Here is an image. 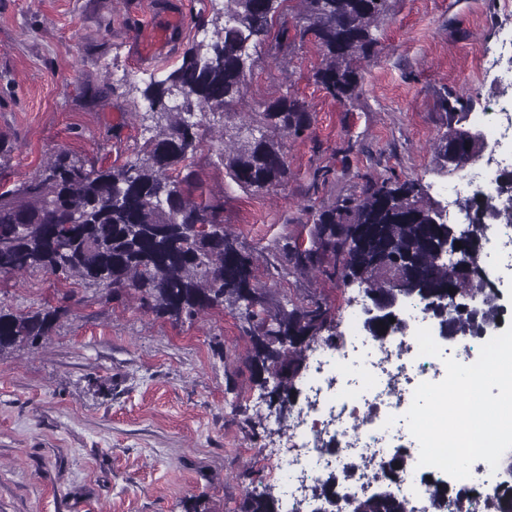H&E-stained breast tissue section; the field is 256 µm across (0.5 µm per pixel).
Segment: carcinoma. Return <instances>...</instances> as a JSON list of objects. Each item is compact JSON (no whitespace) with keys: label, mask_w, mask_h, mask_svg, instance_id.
<instances>
[{"label":"carcinoma","mask_w":512,"mask_h":512,"mask_svg":"<svg viewBox=\"0 0 512 512\" xmlns=\"http://www.w3.org/2000/svg\"><path fill=\"white\" fill-rule=\"evenodd\" d=\"M284 2L224 0V25H214L209 40L185 51L180 67L141 91L148 102L143 120L150 121L145 131L153 135L135 161L104 168L59 151L34 176L0 192V274L42 270L65 281L103 286L113 298L135 292L156 316L174 321L225 305L244 307L251 361L269 366L271 391L278 394L275 410L283 421L291 415L306 352L328 327L327 311L316 305L271 313L258 286L257 258L224 230L219 206L188 193L191 173L182 170L199 146V112L224 119L217 130L220 157L237 186L258 193L287 180L283 139L309 127L308 105L288 90L252 112L238 111L253 54ZM393 2L295 0L294 38H314L324 61L315 81L333 99L358 96L361 61L377 56L375 30L390 18ZM470 109L448 93V122L435 153L450 174L484 151L479 130L467 124ZM462 207L472 218L467 227L437 224L438 203L419 183L383 178L321 211L311 245L296 257L307 268L325 256H342L344 277L359 281L370 301L405 278L408 257L418 291L405 303L433 305L447 295L455 302L456 332L480 337L483 326L504 321L505 310L488 302L479 284L458 277L437 245L448 236L462 242L481 237L486 217L498 207L480 192L465 198ZM68 312L63 302L28 313L0 307V352L50 335ZM407 470L398 451L373 481L387 486ZM318 498L333 506L330 512H413L395 495L349 499L333 480L319 488ZM487 501L492 512H512V484L496 488ZM281 508L282 498L272 487L248 493L243 503V512Z\"/></svg>","instance_id":"1"}]
</instances>
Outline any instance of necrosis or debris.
I'll use <instances>...</instances> for the list:
<instances>
[{"instance_id": "4bbe7bcc", "label": "necrosis or debris", "mask_w": 512, "mask_h": 512, "mask_svg": "<svg viewBox=\"0 0 512 512\" xmlns=\"http://www.w3.org/2000/svg\"><path fill=\"white\" fill-rule=\"evenodd\" d=\"M483 261L499 281L512 278V224L486 230ZM406 315L404 335L379 340L359 325L347 341L314 346L307 407L289 424L287 451L277 459L292 512H310L316 489L332 478L349 496L368 495L396 451L392 430H408L416 387L444 378L443 361L418 352L415 330L430 319L414 305Z\"/></svg>"}]
</instances>
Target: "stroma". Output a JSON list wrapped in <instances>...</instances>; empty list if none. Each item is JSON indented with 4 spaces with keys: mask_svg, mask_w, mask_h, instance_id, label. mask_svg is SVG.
<instances>
[{
    "mask_svg": "<svg viewBox=\"0 0 512 512\" xmlns=\"http://www.w3.org/2000/svg\"><path fill=\"white\" fill-rule=\"evenodd\" d=\"M224 0H0V191L58 151L103 166L135 161L148 137L140 91L182 62ZM512 12L499 0H396L362 62L359 96L341 103L316 84L312 40L269 37L254 56L243 110L293 92L312 114L284 141L287 182L253 193L226 176L211 117L188 162L194 195L220 204L227 231L257 259L271 308L319 302L338 334L363 307L332 260L294 269L320 210L378 178L414 180L444 201L451 178L434 145L442 101L472 116L512 87L476 70ZM72 293L38 345L0 353V512H241L249 491L280 487L285 441L256 384L247 322L216 309L175 323L136 296L108 299L40 270L0 277V307L27 312Z\"/></svg>",
    "mask_w": 512,
    "mask_h": 512,
    "instance_id": "stroma-1",
    "label": "stroma"
}]
</instances>
